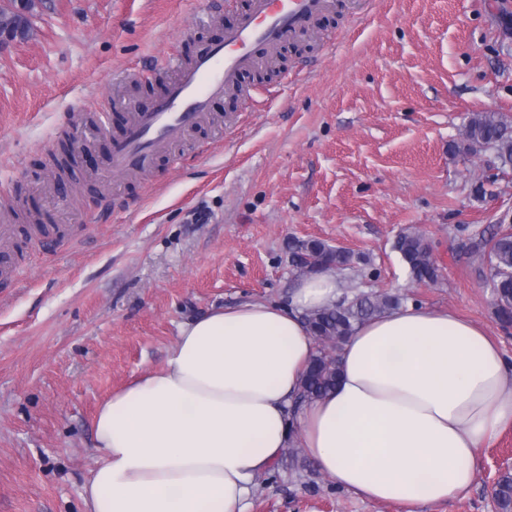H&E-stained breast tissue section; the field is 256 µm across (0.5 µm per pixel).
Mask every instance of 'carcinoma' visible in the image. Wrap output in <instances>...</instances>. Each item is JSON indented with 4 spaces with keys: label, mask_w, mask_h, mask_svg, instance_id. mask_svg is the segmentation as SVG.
Masks as SVG:
<instances>
[{
    "label": "carcinoma",
    "mask_w": 512,
    "mask_h": 512,
    "mask_svg": "<svg viewBox=\"0 0 512 512\" xmlns=\"http://www.w3.org/2000/svg\"><path fill=\"white\" fill-rule=\"evenodd\" d=\"M470 141L487 143L496 151L502 167H512V123L498 113L473 114L465 126ZM476 252L487 253L489 280L494 295V315L503 328L512 325V233L503 227L491 238L472 244ZM395 249L417 282L434 283L440 267L425 237L417 232H403ZM307 254L330 260L342 270L354 263L349 251H339L318 240L308 241ZM399 305V298L386 293L363 295L350 304L338 303L331 308L315 310L305 315L311 333L323 341L343 343L358 325ZM338 365L323 352L316 353L303 382L301 399L311 400L328 391L336 380ZM495 496L501 512H512V476L503 477L497 484Z\"/></svg>",
    "instance_id": "carcinoma-1"
}]
</instances>
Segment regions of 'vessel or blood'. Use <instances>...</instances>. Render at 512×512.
Returning <instances> with one entry per match:
<instances>
[{"label":"vessel or blood","instance_id":"1","mask_svg":"<svg viewBox=\"0 0 512 512\" xmlns=\"http://www.w3.org/2000/svg\"><path fill=\"white\" fill-rule=\"evenodd\" d=\"M336 0H248L219 44L200 47L179 64L164 94L148 110L130 113L124 137L112 146L113 173H143L190 131L209 122L214 100L251 91L245 72L269 62L290 37L310 28Z\"/></svg>","mask_w":512,"mask_h":512}]
</instances>
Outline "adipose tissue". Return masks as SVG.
<instances>
[{"mask_svg":"<svg viewBox=\"0 0 512 512\" xmlns=\"http://www.w3.org/2000/svg\"><path fill=\"white\" fill-rule=\"evenodd\" d=\"M339 295L325 270L287 303L183 324L162 368L98 408L85 512H248L255 477L288 447L371 502L467 491L481 448L512 427V362L484 327L408 304L362 324L340 348L335 389L297 404L316 352L303 316Z\"/></svg>","mask_w":512,"mask_h":512,"instance_id":"adipose-tissue-1","label":"adipose tissue"}]
</instances>
